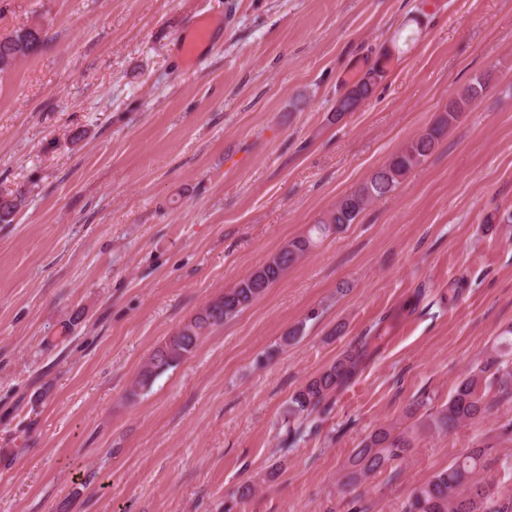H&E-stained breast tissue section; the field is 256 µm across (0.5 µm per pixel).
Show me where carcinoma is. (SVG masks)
<instances>
[{
    "label": "carcinoma",
    "mask_w": 512,
    "mask_h": 512,
    "mask_svg": "<svg viewBox=\"0 0 512 512\" xmlns=\"http://www.w3.org/2000/svg\"><path fill=\"white\" fill-rule=\"evenodd\" d=\"M42 44L38 26L0 37V72L35 54ZM377 77L378 73L371 72L350 87L343 94V104L336 110V117L355 111L360 102L372 94ZM487 82V77H477L448 103L432 126L394 153L357 188L343 195L306 233L292 239L258 269L198 310L145 361L129 396L136 398L149 389L159 376L187 359L205 336L261 297L319 242L355 223L369 204L393 193L482 95ZM23 204L20 195L0 194V223H12ZM369 357V344H358L308 380L288 400V422L302 425L311 416L324 412L333 394L357 376ZM489 383L506 396L512 394V359L494 358L471 367L459 378L446 404L418 418L409 428L398 432L390 425L373 430L349 459L347 471L341 478L342 487H353L389 461L402 457L419 435L447 433L482 417L489 407L482 402L481 389ZM484 456L485 449L474 448L428 482L414 487L403 512H512L511 495L498 500L489 488L474 480L473 475L483 467Z\"/></svg>",
    "instance_id": "obj_1"
}]
</instances>
